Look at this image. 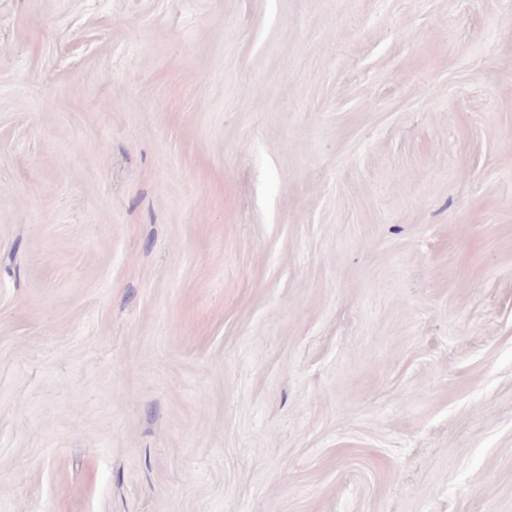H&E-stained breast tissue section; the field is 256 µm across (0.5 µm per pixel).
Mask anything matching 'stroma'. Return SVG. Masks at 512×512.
Listing matches in <instances>:
<instances>
[{
	"label": "stroma",
	"mask_w": 512,
	"mask_h": 512,
	"mask_svg": "<svg viewBox=\"0 0 512 512\" xmlns=\"http://www.w3.org/2000/svg\"><path fill=\"white\" fill-rule=\"evenodd\" d=\"M0 512H512V0H0Z\"/></svg>",
	"instance_id": "1"
}]
</instances>
